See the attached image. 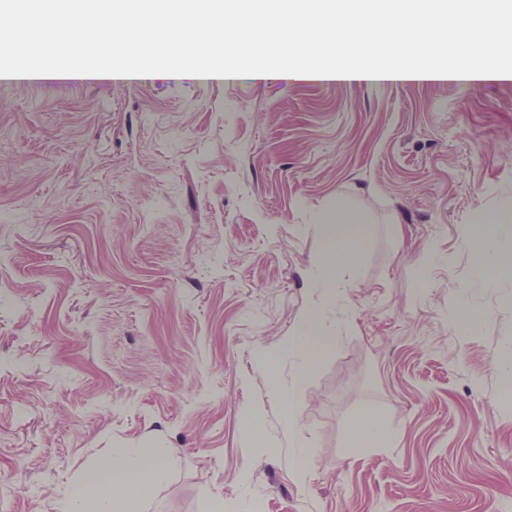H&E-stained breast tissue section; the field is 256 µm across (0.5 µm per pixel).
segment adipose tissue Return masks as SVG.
I'll return each instance as SVG.
<instances>
[{
  "instance_id": "obj_1",
  "label": "adipose tissue",
  "mask_w": 512,
  "mask_h": 512,
  "mask_svg": "<svg viewBox=\"0 0 512 512\" xmlns=\"http://www.w3.org/2000/svg\"><path fill=\"white\" fill-rule=\"evenodd\" d=\"M348 208V202L340 200L336 203L339 219L315 217L325 246L311 273V285L333 302L342 301V275L353 267L367 238L366 225L359 217L348 216ZM469 238L477 245L473 267L479 280L512 275V199L496 214H475ZM334 346L335 338L321 317L308 314L301 331L289 337L287 344L296 361L297 378L306 377L316 360ZM394 440V433L373 411L366 410L352 420L346 447L355 454L369 446L390 447ZM166 476L161 453L149 457L138 448H119L105 467L85 473L74 483L68 498L82 504L84 512H141Z\"/></svg>"
}]
</instances>
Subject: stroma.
<instances>
[{
    "instance_id": "35a3bbf8",
    "label": "stroma",
    "mask_w": 512,
    "mask_h": 512,
    "mask_svg": "<svg viewBox=\"0 0 512 512\" xmlns=\"http://www.w3.org/2000/svg\"><path fill=\"white\" fill-rule=\"evenodd\" d=\"M510 146L512 80H0V512H64L123 445L164 453L143 512H512V276L468 237ZM340 197L369 228L341 309L309 286ZM311 310L337 345L299 382ZM365 408L397 441L351 455ZM286 400L288 399V420H286V424L288 426V432L291 434H294L297 439V447L300 448L298 451V470L299 473L303 474L305 473V470L307 469L308 461L310 456L312 455L313 451L311 448H307V445L305 441L303 440L301 434L299 433L296 425V416H295V410L292 404V394L289 391L288 392V398L284 397Z\"/></svg>"
}]
</instances>
